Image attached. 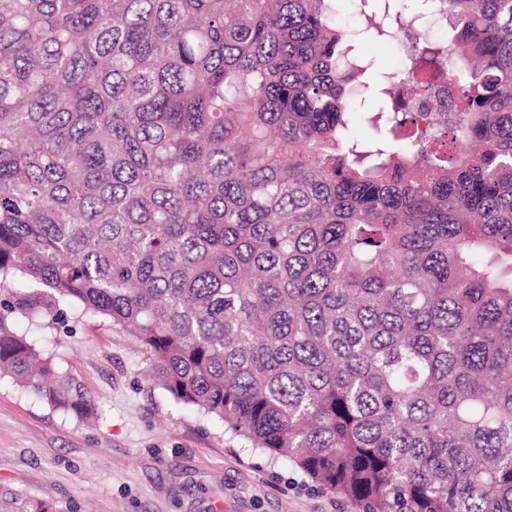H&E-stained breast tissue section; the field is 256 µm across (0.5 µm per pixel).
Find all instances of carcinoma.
Listing matches in <instances>:
<instances>
[{
  "label": "carcinoma",
  "mask_w": 512,
  "mask_h": 512,
  "mask_svg": "<svg viewBox=\"0 0 512 512\" xmlns=\"http://www.w3.org/2000/svg\"><path fill=\"white\" fill-rule=\"evenodd\" d=\"M341 2L0 0V377L93 418L19 327L76 306L356 512H512V0H420L379 113L453 105L371 143Z\"/></svg>",
  "instance_id": "obj_1"
}]
</instances>
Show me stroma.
I'll return each mask as SVG.
<instances>
[{"label": "stroma", "mask_w": 512, "mask_h": 512, "mask_svg": "<svg viewBox=\"0 0 512 512\" xmlns=\"http://www.w3.org/2000/svg\"><path fill=\"white\" fill-rule=\"evenodd\" d=\"M353 44L384 73L397 71L413 46L365 35ZM30 334L83 381L97 419L53 411L0 379V491L38 496L61 512H354L292 463L245 447L218 418L175 403L121 328L71 308L65 324Z\"/></svg>", "instance_id": "stroma-1"}]
</instances>
